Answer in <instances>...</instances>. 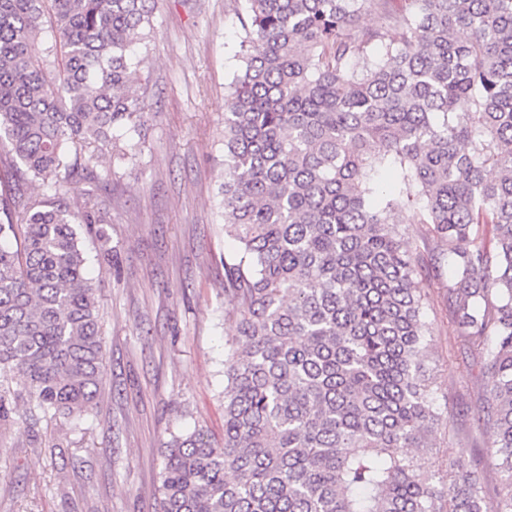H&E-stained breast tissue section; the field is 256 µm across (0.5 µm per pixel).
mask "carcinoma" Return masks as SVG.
<instances>
[{"label": "carcinoma", "mask_w": 512, "mask_h": 512, "mask_svg": "<svg viewBox=\"0 0 512 512\" xmlns=\"http://www.w3.org/2000/svg\"><path fill=\"white\" fill-rule=\"evenodd\" d=\"M378 17L363 27V10ZM154 0H0V378L41 410L96 404L104 344L65 198L102 152L131 162L129 52ZM224 100V442L175 436L162 512H512V0H242ZM388 172L400 185L387 190ZM448 258L479 365L495 495L438 484L426 294L404 226Z\"/></svg>", "instance_id": "carcinoma-1"}]
</instances>
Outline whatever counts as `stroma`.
I'll list each match as a JSON object with an SVG mask.
<instances>
[{
	"instance_id": "35a3bbf8",
	"label": "stroma",
	"mask_w": 512,
	"mask_h": 512,
	"mask_svg": "<svg viewBox=\"0 0 512 512\" xmlns=\"http://www.w3.org/2000/svg\"><path fill=\"white\" fill-rule=\"evenodd\" d=\"M238 0H157L156 37L135 64L151 110L135 165L109 181L81 183L82 207L95 190L112 203L104 231L111 262L97 259L95 236L81 234L103 321L105 379L97 405L78 420L41 414L0 432V512H161L163 452L173 436L224 437V258L235 248L219 216L224 175V97L242 61ZM447 262L416 277L429 302L434 406L432 478L482 459L492 434L478 371H465L463 339L443 290ZM458 428L456 450L449 428ZM480 477L497 484L484 463Z\"/></svg>"
}]
</instances>
